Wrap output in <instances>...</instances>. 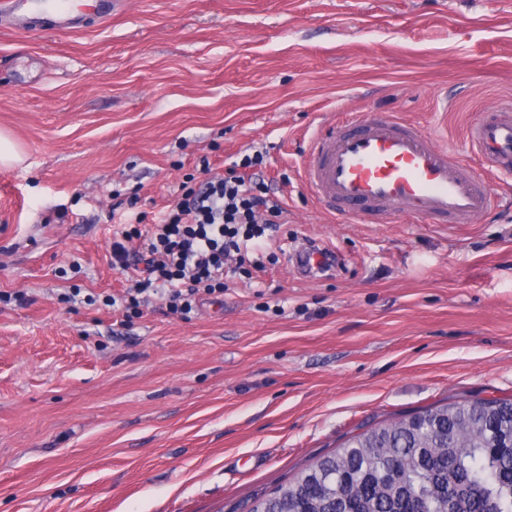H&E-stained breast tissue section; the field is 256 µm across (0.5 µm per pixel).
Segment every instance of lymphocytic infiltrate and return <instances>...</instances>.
Masks as SVG:
<instances>
[{
  "label": "lymphocytic infiltrate",
  "instance_id": "lymphocytic-infiltrate-1",
  "mask_svg": "<svg viewBox=\"0 0 512 512\" xmlns=\"http://www.w3.org/2000/svg\"><path fill=\"white\" fill-rule=\"evenodd\" d=\"M264 164L265 155L257 150L215 174L209 160L201 159V181L182 183L161 217L138 232L137 250L125 245L129 232L113 240V268L135 280L133 294L119 301L125 315L138 314L140 295L156 292L169 314L186 319L203 296L227 289L226 257L236 258V274H248L258 242L288 221L286 203L261 173Z\"/></svg>",
  "mask_w": 512,
  "mask_h": 512
}]
</instances>
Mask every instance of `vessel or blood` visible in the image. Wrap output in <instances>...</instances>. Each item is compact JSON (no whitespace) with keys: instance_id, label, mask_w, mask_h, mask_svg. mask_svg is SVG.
Here are the masks:
<instances>
[{"instance_id":"b4317fda","label":"vessel or blood","mask_w":512,"mask_h":512,"mask_svg":"<svg viewBox=\"0 0 512 512\" xmlns=\"http://www.w3.org/2000/svg\"><path fill=\"white\" fill-rule=\"evenodd\" d=\"M112 0H0V22L19 32L80 27L87 8L109 17ZM480 168L463 163L447 145L392 115L353 116L317 130L303 182L328 212L359 220L368 215L415 216L430 224H471L498 202L487 175L512 168V107L473 125L468 134Z\"/></svg>"}]
</instances>
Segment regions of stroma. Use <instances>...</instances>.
<instances>
[{
  "label": "stroma",
  "mask_w": 512,
  "mask_h": 512,
  "mask_svg": "<svg viewBox=\"0 0 512 512\" xmlns=\"http://www.w3.org/2000/svg\"><path fill=\"white\" fill-rule=\"evenodd\" d=\"M512 99V0H123L76 31L0 28V512H248L350 435L512 398V206L475 224L332 215L304 187L313 131L419 126L471 166ZM264 149L288 206L262 268L196 314L131 286L111 244L201 158ZM332 247L326 272L291 260Z\"/></svg>",
  "instance_id": "stroma-1"
}]
</instances>
